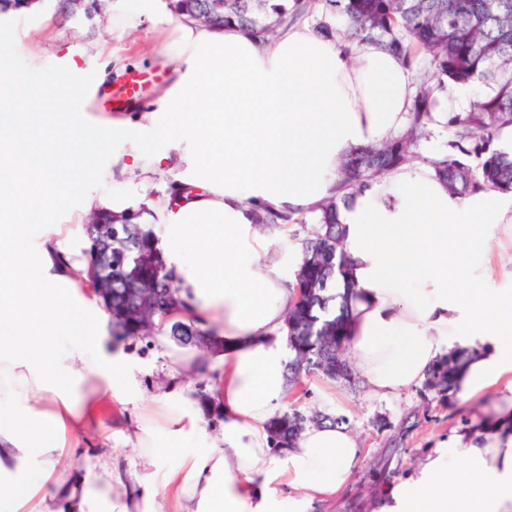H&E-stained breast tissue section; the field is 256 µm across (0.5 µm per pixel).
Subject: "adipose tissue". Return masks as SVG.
<instances>
[{
  "mask_svg": "<svg viewBox=\"0 0 512 512\" xmlns=\"http://www.w3.org/2000/svg\"><path fill=\"white\" fill-rule=\"evenodd\" d=\"M159 53L175 77L151 125L107 122L126 150L104 149L70 117L75 86L42 96L22 74L0 80V512H311L351 481L362 450L351 430L308 425L285 448L270 421L288 405L285 320L293 275L266 264L269 244L253 208L316 214L336 191L353 149L385 141L407 121L415 74L396 54L347 44L298 23L264 44L237 25L183 18ZM168 142L158 150L156 137ZM181 172L167 181L170 155ZM99 214L139 213L164 227L158 248L179 314L223 340L219 431L181 381L212 370L209 353L171 358L148 403L134 362L111 351L94 318L101 301L73 224L46 213L72 193ZM339 220L351 257L346 346L373 396L392 400L426 379L438 359L472 348L460 403L479 424L439 442L409 483L384 487L380 512H512V295L485 278L512 258V202L484 191L450 193L433 169L407 165L359 195ZM493 406L473 405L485 388ZM128 406V444L144 479L128 480L108 449L106 403ZM199 449L160 466L165 443ZM104 446L97 469L68 474L73 448Z\"/></svg>",
  "mask_w": 512,
  "mask_h": 512,
  "instance_id": "1",
  "label": "adipose tissue"
}]
</instances>
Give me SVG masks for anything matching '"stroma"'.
<instances>
[{
    "instance_id": "obj_1",
    "label": "stroma",
    "mask_w": 512,
    "mask_h": 512,
    "mask_svg": "<svg viewBox=\"0 0 512 512\" xmlns=\"http://www.w3.org/2000/svg\"><path fill=\"white\" fill-rule=\"evenodd\" d=\"M146 2L107 0L103 13L88 20L60 14L56 0H38L27 14L0 18L14 43L11 49L0 48V73L26 69L37 83L66 74L80 90L72 104L74 119L103 120L99 96L111 91L125 72H169L157 53L161 39L173 28V11L153 14L137 30L112 24L120 9L139 10ZM109 342L137 364L141 396H152L176 344L157 329L137 339L113 336ZM296 407L309 418L330 414L356 434L362 449L348 487L319 512H372V501L385 485L416 476L436 443L469 419L457 396L428 401L413 387L401 399L387 402L373 397L356 374L347 381L306 375Z\"/></svg>"
}]
</instances>
